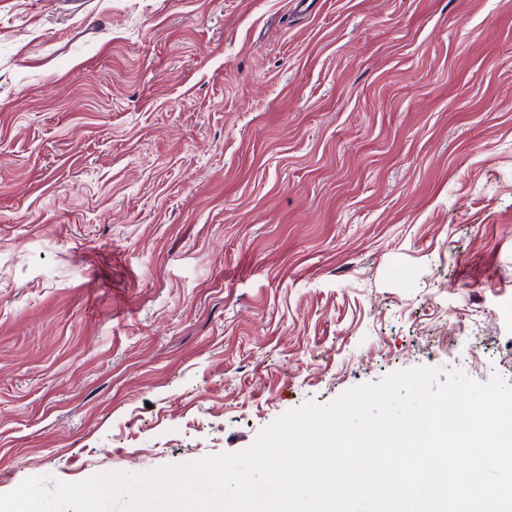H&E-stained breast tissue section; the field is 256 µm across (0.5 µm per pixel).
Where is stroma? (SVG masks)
Instances as JSON below:
<instances>
[{
    "label": "stroma",
    "mask_w": 512,
    "mask_h": 512,
    "mask_svg": "<svg viewBox=\"0 0 512 512\" xmlns=\"http://www.w3.org/2000/svg\"><path fill=\"white\" fill-rule=\"evenodd\" d=\"M419 366L512 385V0H0V494Z\"/></svg>",
    "instance_id": "obj_1"
}]
</instances>
